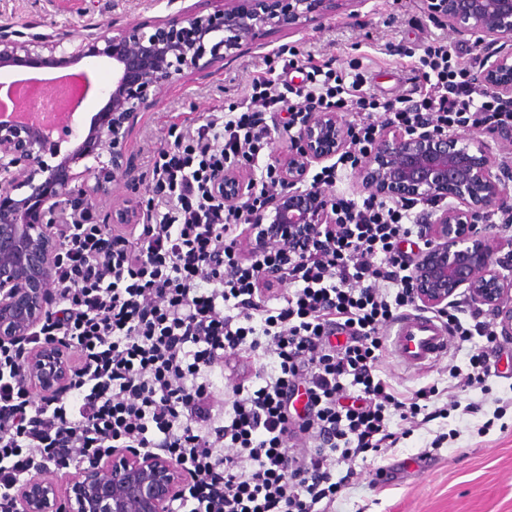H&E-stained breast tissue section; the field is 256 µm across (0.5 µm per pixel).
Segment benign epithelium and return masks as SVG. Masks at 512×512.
Returning <instances> with one entry per match:
<instances>
[{"label":"benign epithelium","mask_w":512,"mask_h":512,"mask_svg":"<svg viewBox=\"0 0 512 512\" xmlns=\"http://www.w3.org/2000/svg\"><path fill=\"white\" fill-rule=\"evenodd\" d=\"M209 14L182 11L164 19L122 25L114 20L85 32L55 29L26 35L0 25V69L112 66L106 103L89 127L73 118L47 129L0 117V346L22 345L18 384L36 398L59 396L79 375L58 341L33 338L54 316L49 284L60 232L83 221L124 171V150L140 112L157 90L177 77L215 66L267 27L303 26L345 10L356 0H218ZM430 12L454 31L511 45L484 58L475 73L481 87L512 96V0H430ZM485 138L446 128H385L362 154L361 186L400 203L429 202L426 248L415 269V299L446 309L463 296L490 316L500 335L512 336V282L499 270L500 247L481 224L503 204L508 188L493 172L488 140L505 138L487 127ZM67 142L71 147L61 150ZM351 132L337 112L314 114L297 139L275 158L277 185L270 214L254 224L290 229L335 223L334 199L308 174L342 153ZM254 188L238 170L215 181L219 202L242 204ZM192 476L161 453L110 448L59 479L35 476L14 493V512H172Z\"/></svg>","instance_id":"1"}]
</instances>
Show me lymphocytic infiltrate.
Masks as SVG:
<instances>
[{"mask_svg":"<svg viewBox=\"0 0 512 512\" xmlns=\"http://www.w3.org/2000/svg\"><path fill=\"white\" fill-rule=\"evenodd\" d=\"M266 67L235 112H213L154 156L153 206L143 224H71L56 256L55 318L41 335L76 348L82 373L63 400L35 403L15 382L17 350L0 347V512L50 461L83 463L100 448L162 451L191 476L182 512H335L369 459L456 408L495 415L497 333L487 315L439 311L464 364L446 386L401 392L383 378L385 331L414 307L416 261L402 249L424 229L410 207L373 196L338 201L336 221L264 238L273 169L249 209L217 202L214 181L270 150L271 112L353 111L359 149L385 128L471 124L512 129V97L475 85L459 49L433 42L409 95L380 99L312 66ZM271 369L252 372L258 352ZM236 375L229 410L214 407L218 363ZM470 395L460 405V394Z\"/></svg>","mask_w":512,"mask_h":512,"instance_id":"lymphocytic-infiltrate-1","label":"lymphocytic infiltrate"}]
</instances>
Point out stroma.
Segmentation results:
<instances>
[{"instance_id":"stroma-1","label":"stroma","mask_w":512,"mask_h":512,"mask_svg":"<svg viewBox=\"0 0 512 512\" xmlns=\"http://www.w3.org/2000/svg\"><path fill=\"white\" fill-rule=\"evenodd\" d=\"M214 0H0V25L28 24L82 27L112 17L125 22L163 18L187 9L213 12ZM437 39L452 46H478L491 52L476 36L449 30L445 19L430 15L425 0H358L350 11L309 23L300 29L259 32L251 44L223 64L166 83L155 105L141 112L125 152L126 174L99 200L94 214L108 224L125 206L148 200L144 172L151 170L154 151L171 141L172 129L201 121L212 112H228L245 98L253 75L263 71L273 54L313 59L334 71L363 72L370 92L400 98L413 83V63L407 49ZM464 353L449 349L446 358L425 368H408L393 354L383 358L382 370L400 390L414 391L431 383H446L449 363L463 364ZM492 406L463 417L438 419L430 432L405 439L394 458L405 470L375 487L347 490L336 512H512V412L493 420ZM489 432H481L486 420ZM457 429L419 470L417 457L438 430Z\"/></svg>"}]
</instances>
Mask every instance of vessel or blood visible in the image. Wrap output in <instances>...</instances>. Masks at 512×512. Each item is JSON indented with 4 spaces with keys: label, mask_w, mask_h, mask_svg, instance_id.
Masks as SVG:
<instances>
[{
    "label": "vessel or blood",
    "mask_w": 512,
    "mask_h": 512,
    "mask_svg": "<svg viewBox=\"0 0 512 512\" xmlns=\"http://www.w3.org/2000/svg\"><path fill=\"white\" fill-rule=\"evenodd\" d=\"M390 344L405 366L415 368L447 352L448 332L428 316L402 318L394 324Z\"/></svg>",
    "instance_id": "b4317fda"
}]
</instances>
